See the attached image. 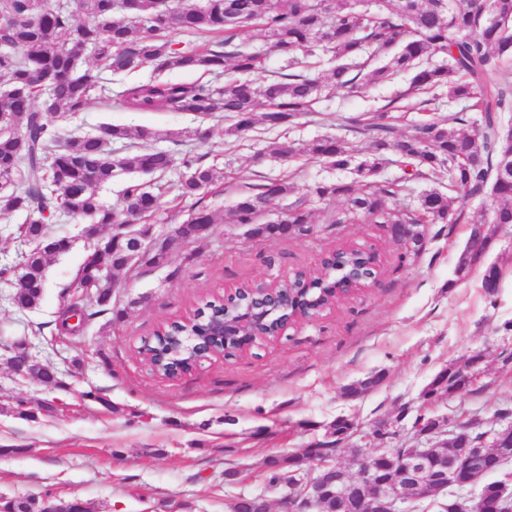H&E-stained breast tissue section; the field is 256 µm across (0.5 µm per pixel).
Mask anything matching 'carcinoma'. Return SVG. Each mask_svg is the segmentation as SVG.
Returning <instances> with one entry per match:
<instances>
[{"label": "carcinoma", "mask_w": 512, "mask_h": 512, "mask_svg": "<svg viewBox=\"0 0 512 512\" xmlns=\"http://www.w3.org/2000/svg\"><path fill=\"white\" fill-rule=\"evenodd\" d=\"M79 8L90 22L73 26L72 15L50 7L49 0H0V179H11L15 187L0 192V217L24 211L27 223L19 235L27 249L15 268H0V279L14 284L11 303L20 311L39 307L45 288L46 269L56 236L48 221L57 213L72 218H92L110 227L102 245L91 246L77 273L79 300L67 308L57 324L58 331L76 336L84 331L94 313L109 310L116 281L112 272L131 273L169 263L182 245L207 238L214 224L213 214L202 206L206 191L224 179V173L205 167L192 151L185 152L181 165L186 175L165 187L153 188L143 175L164 174L175 158L167 150L132 149V133L124 126L106 125L101 134L77 135L50 127L48 117L64 109L73 114L85 109L95 95L129 112H188L208 117L218 112L233 120L228 132L243 134L254 124V112L264 106L263 121L270 128L291 124L312 112L321 81L309 73L277 72L260 84L244 76L263 70L259 54L236 43L239 30L257 25L269 33L272 50L293 69L303 60L321 53L336 61L331 79L337 89L358 91L398 73L413 74L409 87L388 104L355 120L353 132L369 138L371 156L356 163L350 142L338 138L317 139L304 148L287 141L274 147V154L292 159L305 154L338 169L354 167L361 187L346 183H322L313 189L321 201L348 198L347 209L332 223L344 224L360 218L372 224H406L410 237L408 251H419L424 243L423 224H462L468 221L469 199L484 195L490 200L492 224H512V174L502 173L512 161V127L502 114L512 112V72L498 62L512 57V0H378L377 9L368 0H79ZM123 18L117 20L114 13ZM92 49L103 69L124 74L143 67L166 71L203 72L213 78L205 83L153 79L123 85L113 97L105 96L100 72L88 68L78 72V63ZM443 53L446 67L431 66L429 59ZM383 65L374 68L372 64ZM238 74L224 78L226 71ZM497 73L494 80L491 73ZM448 88V98L467 103L465 110L481 114V123L468 134L448 127L445 120L419 124L410 135L397 136L390 113L399 110L401 100L422 94L435 103L433 91ZM412 165L411 176L457 193L450 198L433 189L419 199L413 210L390 208L386 202L405 190L398 180L381 184L374 180L388 154ZM130 176L122 190V205L102 203L99 189L112 183L117 173ZM290 192L284 180L256 186L241 195L229 210V224H248L259 238L288 237L305 230L310 223L301 204L288 205L274 221H262L267 205ZM194 200L191 213L175 225L167 237L166 250L146 258L112 242L125 234L123 224L144 223L162 207L161 197ZM493 235L473 225L461 253L456 274L466 279L473 266L466 253L492 243ZM110 273L99 274L100 265ZM336 270L324 267L298 290L299 307L318 314L333 304ZM247 301L224 307L209 301L198 309L202 318L190 323L174 322L168 332L197 336L205 332L210 319L227 311L237 316L246 311ZM78 316L69 323L68 313ZM295 310L276 312L257 327L272 334ZM156 353L145 357L149 366L164 375L181 374L199 357L174 342L155 344ZM484 357L474 351L464 366L448 365L426 385L424 399L436 401L445 395L473 390L476 378L467 364ZM30 378L54 388L58 372L34 360ZM384 379L375 373L345 389V396L357 399L379 386ZM354 422L340 417L331 425L334 439L318 442L321 452L336 458V472L330 478L347 482L348 470L339 456L352 453L345 447ZM309 456L290 453L266 459L268 482L289 489V475L306 469ZM50 496V493H45ZM43 496V497H45ZM43 497L16 499L14 506L1 501L8 512H43ZM264 501L243 498L230 505L231 512H266ZM319 512H354L353 496L326 499Z\"/></svg>", "instance_id": "1"}]
</instances>
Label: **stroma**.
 <instances>
[{"mask_svg":"<svg viewBox=\"0 0 512 512\" xmlns=\"http://www.w3.org/2000/svg\"><path fill=\"white\" fill-rule=\"evenodd\" d=\"M407 74L370 85L358 93L323 88L314 114L279 128L256 120L242 135L228 134L225 117L200 118L185 112H128L91 101L79 113L50 118L59 129L98 132L105 124L156 132L151 147L174 155L193 151L202 164L224 173L204 203L215 216L212 235L183 246L169 265L118 274L112 312L92 317L82 335L58 333L56 320L78 298L71 283L88 243L82 220L56 216L53 234L72 246L52 259L40 306L19 311L6 301L0 281V344L30 343L64 372V387L51 389L23 379L0 363V496L52 493L76 497L91 512H230L237 496H261L270 512H281L282 489L268 484L263 461L299 453L324 439L329 424L349 417L358 428L404 410L426 408L449 424L491 420L512 398V224L497 233L486 264L497 265L495 296L482 287L481 270L458 280L455 267L469 236V224H431L422 251L405 254L380 224L359 220L331 224L343 198L318 200L321 183H352L353 170H340L300 156L284 160L276 143L302 146L327 136L351 141L359 157L369 142L340 127L338 116H360L382 106L410 83ZM209 130L207 139L196 129ZM267 179L288 180L293 189L272 202L266 220L302 202L307 231L279 240L252 237L246 227L225 223L226 213L248 188ZM348 244L379 255L377 284L357 297L323 309L313 320L288 326L231 359L210 357L176 379L152 371L140 350L162 325L188 317L200 301L259 280L285 279L315 270L325 252ZM122 309L115 319L114 309ZM485 353L477 393L424 402L421 392L449 363L472 351ZM384 372L378 386L356 400L347 386ZM97 389L111 400L106 411L85 399ZM24 400L31 416L13 409ZM53 412H44V403ZM240 474L224 479L228 464Z\"/></svg>","mask_w":512,"mask_h":512,"instance_id":"35a3bbf8","label":"stroma"}]
</instances>
